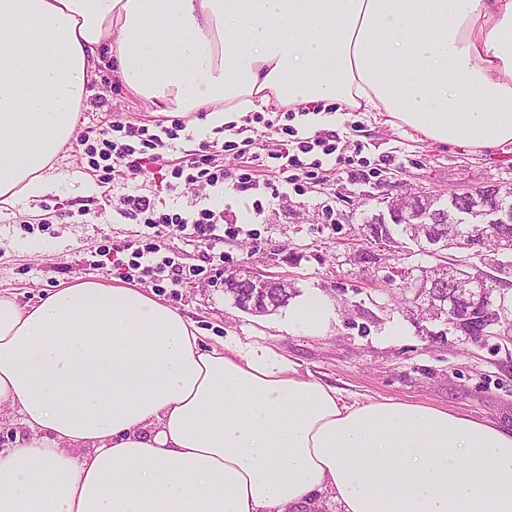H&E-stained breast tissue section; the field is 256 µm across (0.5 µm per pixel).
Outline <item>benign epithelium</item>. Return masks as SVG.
I'll return each instance as SVG.
<instances>
[{
  "mask_svg": "<svg viewBox=\"0 0 512 512\" xmlns=\"http://www.w3.org/2000/svg\"><path fill=\"white\" fill-rule=\"evenodd\" d=\"M448 235L436 237L432 225L426 223L427 200L420 195L394 198L387 203V212L380 213L381 222L402 221L410 224L413 233L421 242L437 240V254L454 244L465 243L468 255H480L484 249L485 236L497 225L512 222V212L487 205L477 193L454 195L448 200ZM465 261H460L448 270V278L434 271L423 279L403 283V287L418 293L423 288L448 289V310H439L431 318L451 326L465 335L464 325L477 320L494 317L495 324L502 327L503 334L512 332V294L509 289L496 282L487 284L478 269L465 271ZM248 289L241 300V310L254 315H267L278 309L280 300L272 295V288H286L288 283L273 277L253 273L243 284Z\"/></svg>",
  "mask_w": 512,
  "mask_h": 512,
  "instance_id": "1",
  "label": "benign epithelium"
}]
</instances>
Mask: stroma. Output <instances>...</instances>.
<instances>
[{
  "label": "stroma",
  "mask_w": 512,
  "mask_h": 512,
  "mask_svg": "<svg viewBox=\"0 0 512 512\" xmlns=\"http://www.w3.org/2000/svg\"><path fill=\"white\" fill-rule=\"evenodd\" d=\"M97 73L78 108L77 132L109 122L160 123L115 79L109 55ZM299 134L335 135L341 157L325 160L319 178L298 192L278 173L247 191L198 184L172 192L160 179L129 176L106 186L81 146L67 145L52 163V192L0 215V296L32 304L46 289L78 278L117 277L108 249L152 242L160 255L199 274L177 286L148 279L142 288L180 307L207 335L263 342L350 401L446 406L512 427V342L474 343L442 323L415 320L399 302V282L388 279L395 268L411 273L434 265L431 253L410 243L380 249L372 264L355 260L366 246V220L386 200L415 193L444 204L454 193L512 187V151L435 145L355 112L316 129L300 127ZM132 190L161 211L223 210L230 234L212 249L186 235L156 233L114 209L113 198ZM243 269L286 280L293 300L318 298L332 311L329 322L313 332L288 326L282 308L267 315L237 308L224 294V274Z\"/></svg>",
  "instance_id": "1"
}]
</instances>
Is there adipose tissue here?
<instances>
[{"mask_svg": "<svg viewBox=\"0 0 512 512\" xmlns=\"http://www.w3.org/2000/svg\"><path fill=\"white\" fill-rule=\"evenodd\" d=\"M157 113L368 112L512 145V0H0V208L36 202L101 48ZM0 512H512V428L346 403L115 280L0 296Z\"/></svg>", "mask_w": 512, "mask_h": 512, "instance_id": "obj_1", "label": "adipose tissue"}]
</instances>
